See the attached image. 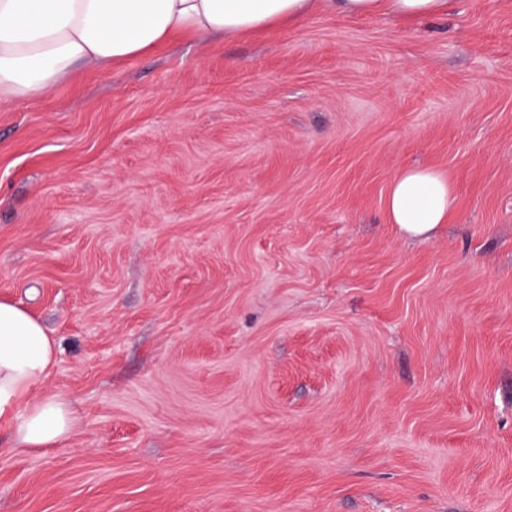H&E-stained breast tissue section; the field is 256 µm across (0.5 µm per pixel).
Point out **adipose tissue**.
Listing matches in <instances>:
<instances>
[{
    "mask_svg": "<svg viewBox=\"0 0 512 512\" xmlns=\"http://www.w3.org/2000/svg\"><path fill=\"white\" fill-rule=\"evenodd\" d=\"M317 0H0V103L46 93L76 69H105L153 52L180 35L235 38L304 20ZM351 16L426 20L448 0H325ZM456 191L438 171L409 167L391 181L386 207L408 238L446 223ZM59 342L26 309L0 301V421L17 448H48L76 426L71 404L34 397L57 363Z\"/></svg>",
    "mask_w": 512,
    "mask_h": 512,
    "instance_id": "ef3b65f1",
    "label": "adipose tissue"
}]
</instances>
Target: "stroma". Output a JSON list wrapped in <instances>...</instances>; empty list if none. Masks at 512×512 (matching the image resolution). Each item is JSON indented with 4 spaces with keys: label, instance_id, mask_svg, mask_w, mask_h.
<instances>
[{
    "label": "stroma",
    "instance_id": "stroma-1",
    "mask_svg": "<svg viewBox=\"0 0 512 512\" xmlns=\"http://www.w3.org/2000/svg\"><path fill=\"white\" fill-rule=\"evenodd\" d=\"M454 184L429 238L385 200ZM0 299L79 422L0 512H512V0L315 8L0 105ZM456 204V191L438 171L408 167L391 181L386 207L392 224L407 238H428L445 224Z\"/></svg>",
    "mask_w": 512,
    "mask_h": 512
}]
</instances>
